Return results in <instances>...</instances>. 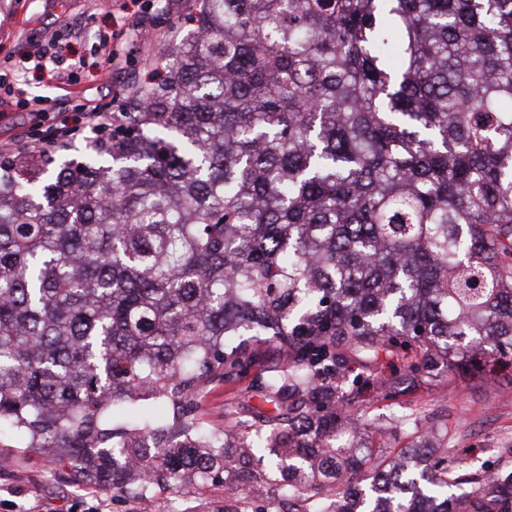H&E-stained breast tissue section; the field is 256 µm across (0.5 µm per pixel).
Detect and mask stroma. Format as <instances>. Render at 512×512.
Returning a JSON list of instances; mask_svg holds the SVG:
<instances>
[{"mask_svg": "<svg viewBox=\"0 0 512 512\" xmlns=\"http://www.w3.org/2000/svg\"><path fill=\"white\" fill-rule=\"evenodd\" d=\"M162 34L142 38L129 32L130 10L117 0H0V63L18 68L15 97L38 100L59 120L72 118L80 105L92 103L104 118L123 111L130 92L164 63L172 42L185 33L184 22L197 8L196 0H150ZM127 28L133 61L127 68L97 76L99 34ZM69 45L81 59L73 75L24 73L37 48L48 41ZM276 343L251 352L247 364L223 380L206 386L196 399V414L215 427L225 419L248 416L262 402L251 386L266 371L282 366ZM402 378L396 397H385L380 380ZM359 413L375 447L397 454L419 426L439 424L448 429V464L459 474L485 477L497 472L511 456L512 367L490 373L451 372L433 378L408 379L404 363L381 359L374 379L359 397ZM44 512H87L106 504L109 512H219L224 506V481L209 480L192 489L154 487L146 498L103 488L53 457L18 448L0 447V512H28L32 502Z\"/></svg>", "mask_w": 512, "mask_h": 512, "instance_id": "35a3bbf8", "label": "stroma"}]
</instances>
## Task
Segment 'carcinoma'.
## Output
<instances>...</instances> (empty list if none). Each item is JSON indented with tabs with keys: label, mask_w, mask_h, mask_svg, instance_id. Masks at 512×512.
<instances>
[{
	"label": "carcinoma",
	"mask_w": 512,
	"mask_h": 512,
	"mask_svg": "<svg viewBox=\"0 0 512 512\" xmlns=\"http://www.w3.org/2000/svg\"><path fill=\"white\" fill-rule=\"evenodd\" d=\"M197 2L110 140L0 156V437L234 512H512L433 425L382 458L349 376L512 353V0ZM271 340V409L198 418Z\"/></svg>",
	"instance_id": "obj_1"
}]
</instances>
